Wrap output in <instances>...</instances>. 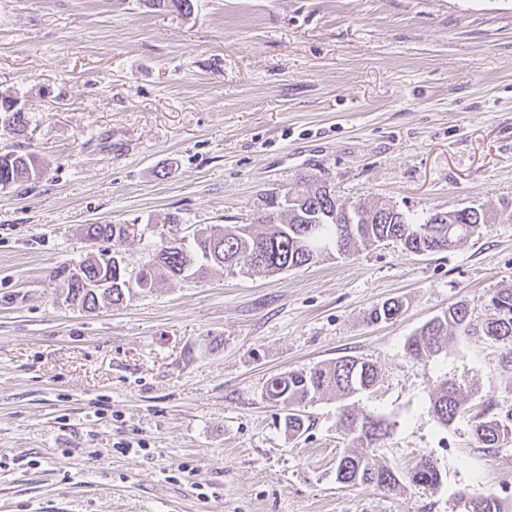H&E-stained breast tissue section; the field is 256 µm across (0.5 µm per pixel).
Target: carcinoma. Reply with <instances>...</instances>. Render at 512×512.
I'll return each instance as SVG.
<instances>
[{
  "label": "carcinoma",
  "mask_w": 512,
  "mask_h": 512,
  "mask_svg": "<svg viewBox=\"0 0 512 512\" xmlns=\"http://www.w3.org/2000/svg\"><path fill=\"white\" fill-rule=\"evenodd\" d=\"M158 7L180 14H191L193 0H149ZM0 97V128L8 133L25 131L27 119L21 108L6 105ZM41 173L37 158L16 151L0 153V187L6 188L23 178ZM301 188L271 192L265 198V211L257 223L215 224L198 229L192 242L175 236H160L150 260L134 270L118 252L99 251L88 255L69 270L61 295L69 305L92 312L103 305L119 304L132 290H150L165 277L201 279L219 266L230 273L272 275L290 268L310 266L334 255H352L385 242L401 245L418 255L448 251L462 241L487 229L483 212L474 207L453 210L448 223L439 224L435 215L416 219L383 203L346 205L336 190L325 192L314 175L300 178ZM90 241L127 238V224H88ZM104 282L108 287L94 288ZM489 317L477 327L468 306L458 302L423 324L409 337L405 351L420 360L435 355L461 336L479 335L494 343L512 346V288L490 294ZM404 304L394 300L372 308L366 316L374 323L388 321L403 313ZM380 371L371 361L342 357L317 364L308 370H290L269 379L263 393L271 405L283 411V426L289 435L300 433L305 420L302 407L317 399L334 397L340 401L367 392L378 382ZM430 412L442 426H448L467 412V395L455 383L444 381L430 397ZM340 420L348 429L354 449L342 456L336 466V481L350 486H373L396 493L408 486L435 489L440 471L428 458L421 459L405 474L382 464L373 454L389 436L391 424L373 413L356 411L345 404ZM474 436L481 448H498L512 436V406L502 408L488 402L485 411L474 416ZM473 512H504L493 492L472 496Z\"/></svg>",
  "instance_id": "cac0c4a2"
}]
</instances>
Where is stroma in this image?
Wrapping results in <instances>:
<instances>
[{
    "mask_svg": "<svg viewBox=\"0 0 512 512\" xmlns=\"http://www.w3.org/2000/svg\"><path fill=\"white\" fill-rule=\"evenodd\" d=\"M28 125L0 152L39 177L0 189V512H459L502 494L512 441L478 447L473 413L512 405L506 351L480 336L419 361L404 345L449 305L476 321L512 286V0H0V95ZM315 174L346 202L414 218L478 207L490 224L426 255L385 244L276 275L213 269L93 312L59 273L91 252L146 263L158 216L180 236L249 224L266 193ZM134 225L91 242L86 225ZM397 298L403 313L367 322ZM373 361L356 408L392 429L378 459L431 457L443 482L397 495L336 480V401L291 437L268 379ZM469 412L441 426L444 380ZM471 498L474 500V508L471 511L472 501L470 497H461V501L464 505V511L471 512H504L502 502L498 495L493 492H483L472 495Z\"/></svg>",
    "mask_w": 512,
    "mask_h": 512,
    "instance_id": "1",
    "label": "stroma"
}]
</instances>
